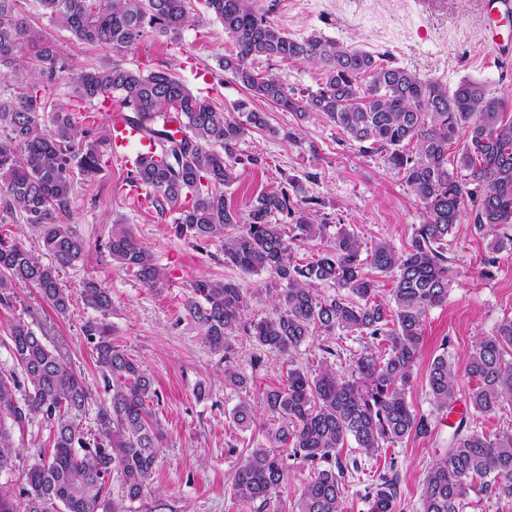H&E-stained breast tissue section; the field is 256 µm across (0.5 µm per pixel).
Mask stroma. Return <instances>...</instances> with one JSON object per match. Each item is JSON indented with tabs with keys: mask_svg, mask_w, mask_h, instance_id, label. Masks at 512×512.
<instances>
[{
	"mask_svg": "<svg viewBox=\"0 0 512 512\" xmlns=\"http://www.w3.org/2000/svg\"><path fill=\"white\" fill-rule=\"evenodd\" d=\"M201 25L186 28L180 37L147 36L134 48L118 53L76 42L65 29L43 17L36 0L22 8L34 32L51 41L71 71L99 66L120 58L126 67L142 68L165 62L194 93L210 98L218 107L232 108L249 100L264 113L267 125L254 129L240 142L239 178L225 187L224 195L240 214H247L262 192L290 190L299 210L326 227L324 238L294 245V262L305 264L325 249L339 230L357 234L363 244L379 240L396 250L408 249L413 228L423 222V207L383 154L362 152L325 117L313 113L299 119L273 104L250 99L248 90L232 74L220 69L223 57L235 54L233 40L223 25L208 17L204 0H192ZM269 22L294 38L320 34L348 48L372 53L380 62L402 67L455 89L464 80L481 82L488 95L512 107V65L500 63L484 44L478 0H257ZM255 72L276 74L295 93L316 90L323 81L320 66L295 61L281 63L263 57L252 62ZM125 163L108 158L94 181L74 178L73 227L82 238L84 261L58 270L61 284L71 296L70 310L61 317L40 298L36 288L16 289L13 307H0V367L13 364L6 342L10 324H29L47 345L62 349L73 368L85 377L96 399H103V384L96 355L82 334L83 324L97 318L82 289L93 280L112 294V309L104 316L113 342L152 377L160 399L155 411L164 428V446L151 479V491L131 506L132 512H253L233 493L231 479L255 445L266 443L273 423L259 406L265 392L281 386L290 362L259 352L245 340L234 343L230 356L209 350L186 304L193 296L191 283L199 278L233 279L251 293L249 315L274 313V279L269 272L244 274L226 266L219 243L196 245L178 236L170 217L139 209L120 186L127 179ZM130 227L149 249L166 277L149 288L134 273L116 267L105 244L113 225ZM488 236L476 233L461 219L449 238L448 256L453 282L448 300L431 309L424 320V341L407 390L413 408L430 417L429 435L410 437L381 449L376 457L344 448L343 458L358 462L345 477L346 512H368L365 494L380 476L397 475L400 512H418L421 483L426 471L445 453L453 428L461 418L454 412L440 416L427 390L432 360L447 354L458 374L459 395H467L475 382L465 373L473 344L495 333L512 319V252H501L490 275H483ZM262 363L252 366L253 355ZM232 361L247 378L245 388L224 382V363ZM257 407L250 427H239L232 410L240 401ZM21 453L7 483L20 485L24 470L37 449L51 448L48 427L32 419L24 432L15 433ZM288 478L272 496L264 512H292L311 469L299 458H288Z\"/></svg>",
	"mask_w": 512,
	"mask_h": 512,
	"instance_id": "35a3bbf8",
	"label": "stroma"
}]
</instances>
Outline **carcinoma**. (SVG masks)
<instances>
[{"mask_svg":"<svg viewBox=\"0 0 512 512\" xmlns=\"http://www.w3.org/2000/svg\"><path fill=\"white\" fill-rule=\"evenodd\" d=\"M20 0H0V76L14 79L15 90L0 95V194L5 212L18 214L39 238L51 262L41 261L24 242L0 238V306L13 305L20 284L38 289L59 315L68 313L69 290L57 266L85 257V246L71 225L74 173L85 180L102 171L110 153L109 135L80 119L75 104L40 94L67 72L55 46L35 38L19 7ZM42 15L86 45L116 52L135 46L147 30L176 36L200 22L190 0H38ZM208 13L224 26L237 47L221 60L257 99L300 119L318 113L365 152L385 153L389 167L401 175L419 199L425 220L414 228L409 249L398 252L385 240L363 246L353 233L340 231L331 247L305 265L292 261V244L314 240L326 225L305 215L284 227L272 222L278 213L294 211L287 191L259 194L243 217L224 197L237 179L238 144L252 128L266 125L265 115L244 101L233 111L216 108L194 94L163 62L134 70L111 63L70 76L79 102L97 106L121 94L120 103L141 124L154 155L130 171L128 180L154 192L153 208L172 214L176 232L197 242L218 241L224 264L244 273L268 271L279 286L275 315L248 317L250 292L230 280L198 279L187 306L200 325L210 350L224 352V381L242 388L247 379L227 354L233 339L244 336L261 348L293 360L314 333L338 330L359 339L386 344L384 354L363 351L346 372L329 359L340 351L320 345L323 366L316 374L288 369L286 383L266 393L263 410L277 423L267 433L272 447L252 449L234 474L232 488L258 512L286 481V457L311 468L295 512H345L340 457L348 440L373 457L387 443L431 432L430 418L406 399L423 342L427 312L448 298V238L462 217L475 231L491 237V255L512 252V116L504 102L484 85L464 80L448 91L433 79L400 67L384 66L360 49L347 48L313 33L302 39L267 21L254 0H205ZM282 63L309 61L323 68L316 91L302 97L276 75L259 76L256 57ZM245 115L242 121L232 112ZM162 112L179 114L176 131L156 128ZM466 139L456 166L448 168V146L459 133ZM414 144L409 153L405 143ZM467 171L468 180H459ZM473 188H467V185ZM107 248L112 261L154 287L164 272L149 249L125 228L112 231ZM393 276V306L375 301L376 283L364 267ZM332 284L347 294L323 296L318 285ZM86 304L103 313L112 310L108 289L84 283ZM83 336L94 343L108 399L96 413V429L86 433L79 418L92 392L74 372L61 349L49 347L23 321L11 325L9 346L17 369L0 374V474L13 471L17 448L13 432L38 417L49 428L53 451H38L18 488L0 486V512H127L105 498L104 484L117 474L125 497L141 499L157 465L163 428L152 410L159 395L153 379L112 342L110 329L88 320ZM477 385L469 394L475 413L512 405V319L491 336L478 339L465 367ZM457 375L448 357H435L427 373L428 395L439 410L457 402ZM24 390L22 399L15 392ZM233 420L249 427L254 409L238 404ZM512 497V434L491 437L461 418L445 456L433 463L422 482L419 512H459L475 483ZM398 482L380 478L368 493L369 512H399Z\"/></svg>","mask_w":512,"mask_h":512,"instance_id":"obj_1","label":"carcinoma"}]
</instances>
